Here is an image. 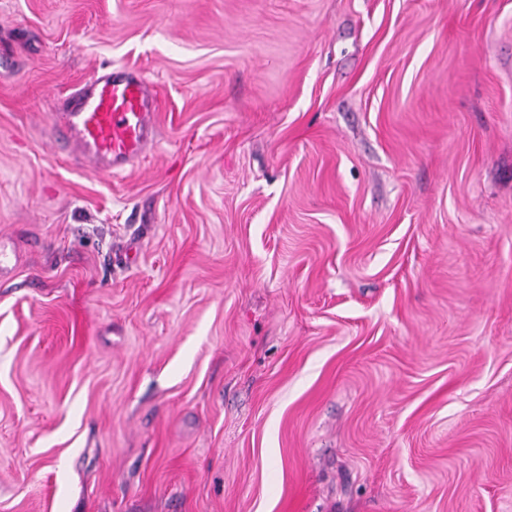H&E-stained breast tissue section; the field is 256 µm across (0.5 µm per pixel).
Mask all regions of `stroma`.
Here are the masks:
<instances>
[{
    "instance_id": "stroma-1",
    "label": "stroma",
    "mask_w": 512,
    "mask_h": 512,
    "mask_svg": "<svg viewBox=\"0 0 512 512\" xmlns=\"http://www.w3.org/2000/svg\"><path fill=\"white\" fill-rule=\"evenodd\" d=\"M0 237V512H512V0H0ZM52 129L94 171L133 167L154 137L152 101L134 70L102 71L51 113Z\"/></svg>"
}]
</instances>
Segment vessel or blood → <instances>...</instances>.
Instances as JSON below:
<instances>
[{"mask_svg":"<svg viewBox=\"0 0 512 512\" xmlns=\"http://www.w3.org/2000/svg\"><path fill=\"white\" fill-rule=\"evenodd\" d=\"M51 122L54 134L98 172L134 166L154 137L149 87L134 70L99 72Z\"/></svg>","mask_w":512,"mask_h":512,"instance_id":"obj_1","label":"vessel or blood"}]
</instances>
